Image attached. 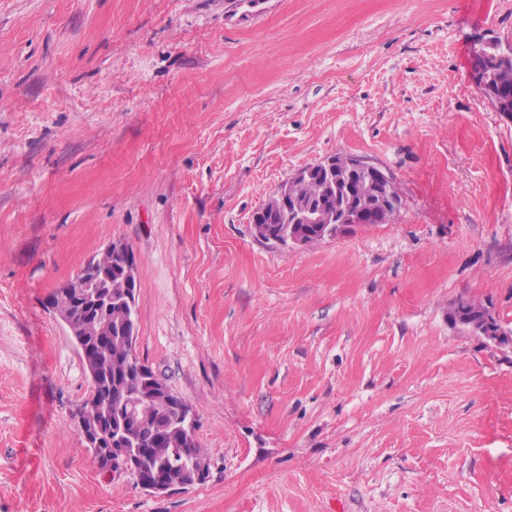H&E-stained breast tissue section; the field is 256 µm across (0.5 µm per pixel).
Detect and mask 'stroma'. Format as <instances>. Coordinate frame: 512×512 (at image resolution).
Instances as JSON below:
<instances>
[{
	"mask_svg": "<svg viewBox=\"0 0 512 512\" xmlns=\"http://www.w3.org/2000/svg\"><path fill=\"white\" fill-rule=\"evenodd\" d=\"M512 0H0V512H512V119L470 75ZM402 207L306 248L252 217L336 155ZM135 353L209 479L91 464L80 355L46 306L111 242ZM313 167L319 168L331 174L340 168H349L354 170H366L373 174L379 182H384L387 188L393 182V175L385 168L379 167L369 161L351 155H334L321 162L312 164ZM483 304L479 300L459 299L452 306H458L460 309H475L476 305ZM470 330L473 334L484 336L487 340L498 346L512 347V330L504 329L497 323L495 315L487 306L475 309V319L470 324Z\"/></svg>",
	"mask_w": 512,
	"mask_h": 512,
	"instance_id": "stroma-1",
	"label": "stroma"
}]
</instances>
